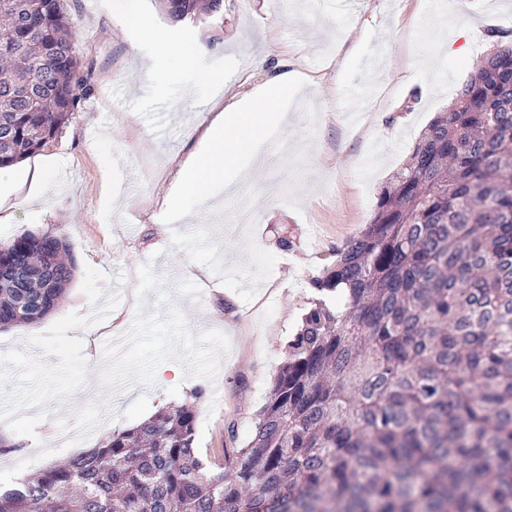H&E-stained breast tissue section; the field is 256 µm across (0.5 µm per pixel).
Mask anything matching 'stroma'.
<instances>
[{
	"label": "stroma",
	"mask_w": 512,
	"mask_h": 512,
	"mask_svg": "<svg viewBox=\"0 0 512 512\" xmlns=\"http://www.w3.org/2000/svg\"><path fill=\"white\" fill-rule=\"evenodd\" d=\"M66 4L93 92L50 145L0 172L30 175L0 202V247L26 232L63 237L78 270L51 315L0 329L4 487L170 404L195 405L198 451L220 456L228 428L250 429L265 405L312 280L370 223L393 172L491 49L489 28L512 30V0H224L195 20L135 0L173 45H206L218 89L174 55L147 78L152 47L113 22L108 0ZM419 42L436 49L421 69ZM445 42L451 53L438 52ZM283 63L299 75L282 102L291 122L258 144L266 160L247 194L190 203V223L160 220L205 110L249 97ZM361 86L373 94L354 123L344 97Z\"/></svg>",
	"instance_id": "1"
}]
</instances>
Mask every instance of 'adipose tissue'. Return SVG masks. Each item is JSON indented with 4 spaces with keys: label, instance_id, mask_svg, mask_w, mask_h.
Segmentation results:
<instances>
[{
    "label": "adipose tissue",
    "instance_id": "1",
    "mask_svg": "<svg viewBox=\"0 0 512 512\" xmlns=\"http://www.w3.org/2000/svg\"><path fill=\"white\" fill-rule=\"evenodd\" d=\"M143 40L153 47L144 64L145 71L158 67L171 52H178L185 67L198 68L206 52L204 44L190 39L180 48H173L166 36L143 29ZM296 75L283 72L259 86L252 99L228 105L203 125L201 148L179 167L168 188L161 207L162 215H178L187 201L207 202L217 190L232 187L242 160L252 155L254 142L263 139L271 120L287 123V113L280 103L293 89Z\"/></svg>",
    "mask_w": 512,
    "mask_h": 512
}]
</instances>
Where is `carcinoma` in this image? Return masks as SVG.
Returning a JSON list of instances; mask_svg holds the SVG:
<instances>
[{"mask_svg":"<svg viewBox=\"0 0 512 512\" xmlns=\"http://www.w3.org/2000/svg\"><path fill=\"white\" fill-rule=\"evenodd\" d=\"M71 28L62 0H0V167L91 91ZM336 256L224 462L199 455L193 405L162 407L1 492L0 512H512L511 44L476 63ZM75 272L64 237L0 248V327L40 322Z\"/></svg>","mask_w":512,"mask_h":512,"instance_id":"cac0c4a2","label":"carcinoma"}]
</instances>
